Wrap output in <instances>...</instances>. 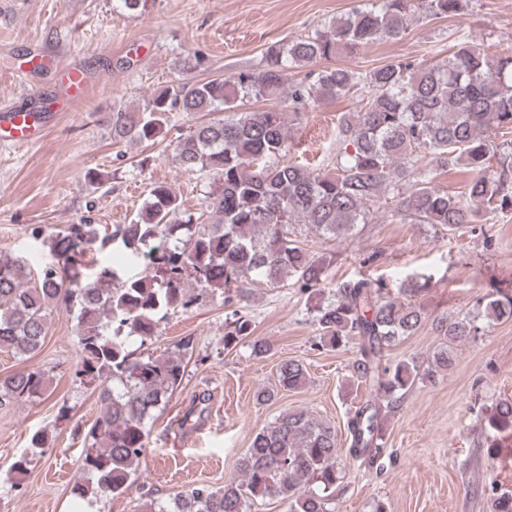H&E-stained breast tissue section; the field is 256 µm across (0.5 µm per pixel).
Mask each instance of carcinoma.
Masks as SVG:
<instances>
[{
	"instance_id": "cac0c4a2",
	"label": "carcinoma",
	"mask_w": 512,
	"mask_h": 512,
	"mask_svg": "<svg viewBox=\"0 0 512 512\" xmlns=\"http://www.w3.org/2000/svg\"><path fill=\"white\" fill-rule=\"evenodd\" d=\"M462 10L463 0H366L310 35L270 45L258 69L173 85L139 109L112 113V138L135 143L158 140L175 113L213 115L173 144L181 170L212 176L202 208L187 212L175 189L159 184L130 223L110 232L68 224L44 239L41 228H31L29 235L49 244L52 256L36 267L0 253V351L21 359L36 353L58 307L76 320L81 357L75 375L98 391L100 404L97 422L84 433L80 470L88 481L78 495L97 500L132 492L150 425L183 385L192 337L156 357L130 349L132 337L146 341L171 312L219 290L228 309L224 345H235L252 335V319L238 306L244 285L278 287L292 277L307 292L326 280L333 254L310 252L293 225L305 224L328 240L345 237L370 222V206L389 192L407 219L450 231L512 212V139L497 135L512 131V54L491 60L461 44L428 65L405 60L364 75L334 66L288 82L292 69L373 40L402 38L415 16ZM363 87L368 96L360 110L338 123L335 172L277 162L288 152L292 117L309 102ZM252 100L267 107L242 109ZM455 167L471 174L464 201L434 185L438 171ZM115 244L139 272L129 276L109 261L84 262L89 251ZM428 287V277L413 276L398 298L380 279H350L336 287L332 302L313 309L316 347L337 350L359 338L352 374L374 392L348 419L346 452L338 448L334 425L305 410H286L255 434L224 488L198 485L164 502L141 486L138 512H247L249 502L265 498L283 501L288 512H332L340 457L384 470L386 413L418 380L452 367L448 343L482 329L466 316L439 318L434 330L442 343L426 369L412 359L389 362L390 347L427 321L417 297ZM483 313L489 321L512 319V288L493 287ZM306 378L300 361H283L275 384L257 389L256 401L268 404L282 390L302 388ZM47 388L40 369L0 377V409L39 399ZM487 430L493 458L497 435L512 432V402L496 405ZM490 500L492 512H512V491L493 487Z\"/></svg>"
}]
</instances>
